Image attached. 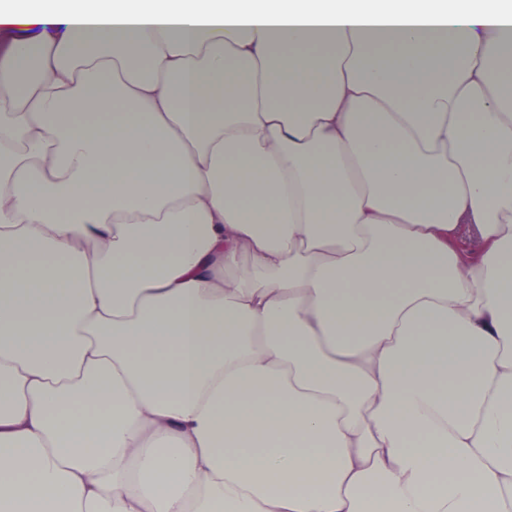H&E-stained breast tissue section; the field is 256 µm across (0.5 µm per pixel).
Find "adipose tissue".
<instances>
[{"mask_svg":"<svg viewBox=\"0 0 512 512\" xmlns=\"http://www.w3.org/2000/svg\"><path fill=\"white\" fill-rule=\"evenodd\" d=\"M0 512H512V0H0Z\"/></svg>","mask_w":512,"mask_h":512,"instance_id":"1","label":"adipose tissue"}]
</instances>
